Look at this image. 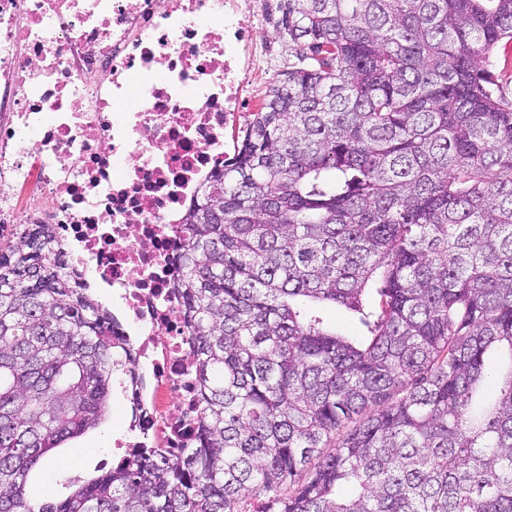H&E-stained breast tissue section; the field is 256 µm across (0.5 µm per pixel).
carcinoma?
Masks as SVG:
<instances>
[{
	"label": "carcinoma",
	"instance_id": "cac0c4a2",
	"mask_svg": "<svg viewBox=\"0 0 512 512\" xmlns=\"http://www.w3.org/2000/svg\"><path fill=\"white\" fill-rule=\"evenodd\" d=\"M280 10L288 71L177 230L197 447L31 497L134 359L51 225L23 224L0 242V512H512V103L476 66L512 0ZM321 310L328 324L336 328V331L349 337L363 335L359 324L343 308L333 304H326L321 307Z\"/></svg>",
	"mask_w": 512,
	"mask_h": 512
}]
</instances>
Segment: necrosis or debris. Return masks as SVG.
<instances>
[{
  "label": "necrosis or debris",
  "mask_w": 512,
  "mask_h": 512,
  "mask_svg": "<svg viewBox=\"0 0 512 512\" xmlns=\"http://www.w3.org/2000/svg\"><path fill=\"white\" fill-rule=\"evenodd\" d=\"M266 0H0V239L53 225L135 326L140 448L193 447L178 224L282 66Z\"/></svg>",
  "instance_id": "necrosis-or-debris-1"
}]
</instances>
